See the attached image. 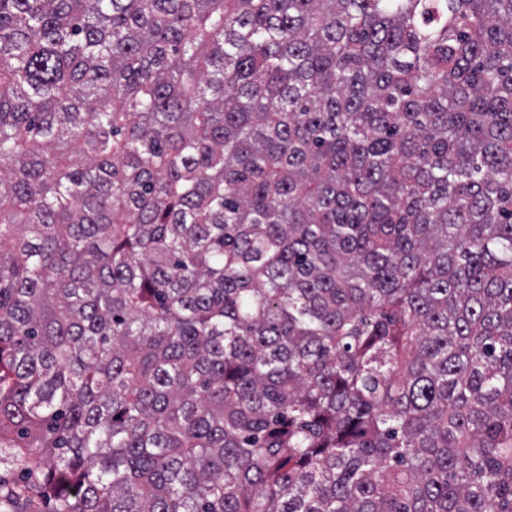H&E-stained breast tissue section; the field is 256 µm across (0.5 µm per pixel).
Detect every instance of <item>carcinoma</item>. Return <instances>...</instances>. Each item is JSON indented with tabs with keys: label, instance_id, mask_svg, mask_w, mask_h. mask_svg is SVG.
I'll return each mask as SVG.
<instances>
[{
	"label": "carcinoma",
	"instance_id": "obj_1",
	"mask_svg": "<svg viewBox=\"0 0 512 512\" xmlns=\"http://www.w3.org/2000/svg\"><path fill=\"white\" fill-rule=\"evenodd\" d=\"M9 512H512V0H0Z\"/></svg>",
	"mask_w": 512,
	"mask_h": 512
}]
</instances>
